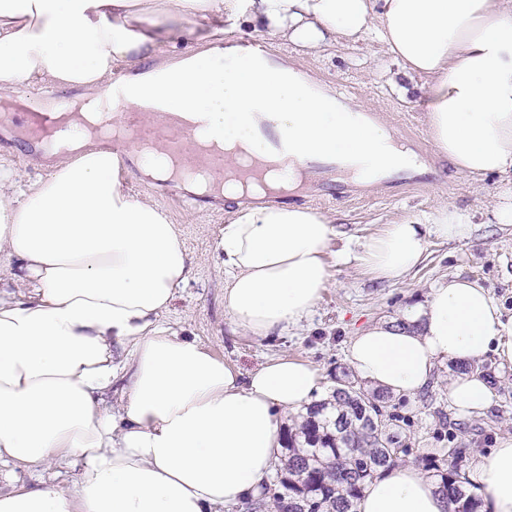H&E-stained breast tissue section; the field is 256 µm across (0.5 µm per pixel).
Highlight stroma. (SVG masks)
I'll list each match as a JSON object with an SVG mask.
<instances>
[{
  "instance_id": "1",
  "label": "stroma",
  "mask_w": 512,
  "mask_h": 512,
  "mask_svg": "<svg viewBox=\"0 0 512 512\" xmlns=\"http://www.w3.org/2000/svg\"><path fill=\"white\" fill-rule=\"evenodd\" d=\"M279 56L304 72L318 87L344 89L345 107L389 114V129L414 138L428 137V102L421 95L399 96L389 83L398 65L379 44L369 38L340 41L319 54L306 55L293 44L274 41ZM0 157L9 158L21 181L47 175L53 163L42 151H29L18 132H6L0 124ZM438 176L417 185L386 190L379 184L364 185L361 198L316 204L317 212L333 219L337 235L328 245L324 260L330 275L312 315L299 327L282 334L259 337L236 329L224 310V269L218 251L220 231L234 216L233 200H188L185 191H172L165 183L130 171L128 192L156 202L177 224L193 259L194 274L180 288L159 321L165 327L195 338L217 358L249 373L269 359L288 356L317 366L324 388H331L334 374L348 368L349 340L362 329L397 317L409 303L425 301L431 288L444 278L459 275L479 280L495 300L512 311V225L487 221L500 177L474 179L459 174L446 155L431 153ZM470 211L475 216L473 236L465 241L431 238L418 266L403 282L389 284L372 278L351 261H339L351 237H367L411 212H426L438 203ZM453 369L442 364L429 389L434 406L448 415V431L439 434L433 408L422 407L418 397L408 398L401 414L413 423L407 428L415 453H439L448 445L464 448L466 465L488 454L498 438L512 434V365L497 364L499 386L489 406L478 413H460L446 397Z\"/></svg>"
}]
</instances>
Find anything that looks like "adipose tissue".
Segmentation results:
<instances>
[{"instance_id":"obj_1","label":"adipose tissue","mask_w":512,"mask_h":512,"mask_svg":"<svg viewBox=\"0 0 512 512\" xmlns=\"http://www.w3.org/2000/svg\"><path fill=\"white\" fill-rule=\"evenodd\" d=\"M316 54L369 36L400 66L393 82L429 101L428 129L457 172L502 176L492 223L512 224V0H0V100L19 84L112 93L123 67L125 104L160 96L167 109L204 114L222 148L264 154L245 121L254 95L296 144L294 161L267 176L294 189L308 161L359 155L404 167L392 132L363 126L280 59H255L224 40L225 23ZM204 44L167 64L138 62L174 36ZM75 152L25 185L0 159V257L21 294L0 290V467L81 461L68 488L0 492V512H213L258 497L280 463L286 413L321 388L312 364L278 357L249 374L225 364L159 316L193 273L177 225L154 202L133 198L112 152ZM238 209L218 242L224 309L236 328L266 337L306 319L329 283L323 254L331 218L295 206L255 208L256 185L226 186ZM469 213L440 204L358 238L347 258L397 283L420 263L430 237L469 239ZM512 363V314L479 281L451 277L398 320L352 336L349 363L363 381L412 396L446 362L486 355ZM121 387L117 409L106 405ZM459 412L486 409L474 375L448 380ZM486 512H512V436L474 464ZM358 512H449L413 465L387 470Z\"/></svg>"}]
</instances>
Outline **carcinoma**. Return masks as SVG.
<instances>
[{"mask_svg":"<svg viewBox=\"0 0 512 512\" xmlns=\"http://www.w3.org/2000/svg\"><path fill=\"white\" fill-rule=\"evenodd\" d=\"M492 383L495 368L481 361L455 365ZM393 395L368 385L353 372L333 377L328 397L312 403L284 432L276 483L245 504L248 512H356L366 486L412 454ZM464 451L451 446L442 455L415 461L453 506V512H481L483 500L466 474Z\"/></svg>","mask_w":512,"mask_h":512,"instance_id":"cac0c4a2","label":"carcinoma"}]
</instances>
